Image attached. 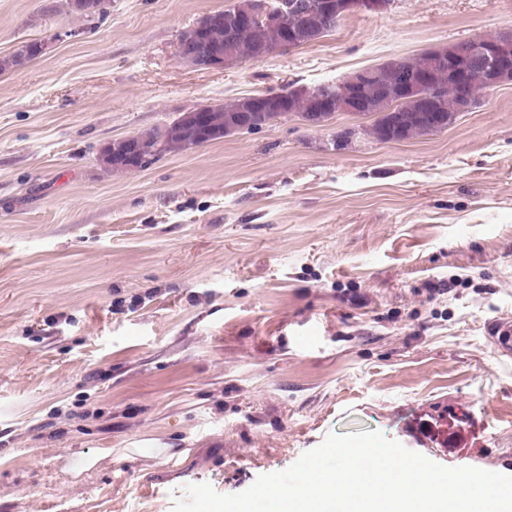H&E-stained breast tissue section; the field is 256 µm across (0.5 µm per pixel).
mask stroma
<instances>
[{"label": "stroma", "instance_id": "stroma-1", "mask_svg": "<svg viewBox=\"0 0 512 512\" xmlns=\"http://www.w3.org/2000/svg\"><path fill=\"white\" fill-rule=\"evenodd\" d=\"M236 0H0V512H170L328 434L512 475V84L422 138L296 115L118 173L113 140L512 30V0H394L222 70L181 32ZM182 463H174L176 454ZM100 456L81 475L67 465ZM89 4L86 7H79V0H59L56 9L68 14H78L85 18L101 16L105 13V3L107 0H86ZM490 343L501 356L512 357V320H498L489 329Z\"/></svg>", "mask_w": 512, "mask_h": 512}]
</instances>
